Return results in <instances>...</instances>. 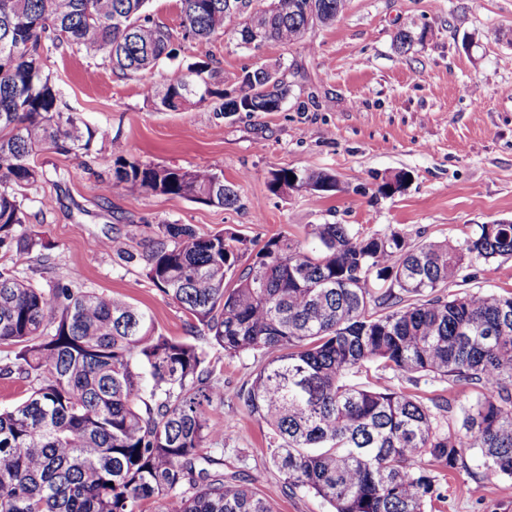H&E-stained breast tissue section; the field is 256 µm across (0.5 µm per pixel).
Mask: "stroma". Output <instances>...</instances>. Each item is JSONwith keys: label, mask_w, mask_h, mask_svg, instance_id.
<instances>
[{"label": "stroma", "mask_w": 512, "mask_h": 512, "mask_svg": "<svg viewBox=\"0 0 512 512\" xmlns=\"http://www.w3.org/2000/svg\"><path fill=\"white\" fill-rule=\"evenodd\" d=\"M401 29H423L427 37L404 54L394 42ZM199 56L227 88L244 69L277 66L290 89L281 111L225 112L214 98L171 112L146 98L145 80L162 82ZM45 69L63 102L106 137L88 157L52 150L37 156L43 180L16 193L46 247L21 261L0 250V267L43 288L72 281L124 298L169 336H188L183 311L141 264L93 249V239H116L139 254L158 225L189 224L205 234L246 237L259 248L281 233L303 240L312 225L346 224L363 234L395 231L414 246L512 221V0H349L336 26L313 27L303 42L253 50L229 28L220 39L181 50L148 79L115 73L83 52L54 53ZM119 155L212 168L235 185L239 201L216 207L115 193ZM303 167L334 175L337 190H269L271 171ZM400 170L410 175L405 189L379 195L383 177ZM475 273L448 293L512 291V259ZM210 359L215 380L231 389L213 418L221 433L212 453L223 457L225 472L242 473L275 512H331L314 494L286 492L269 463L265 423L232 394L253 380L260 354L230 357L214 348ZM465 461L454 472L437 471L443 496L427 512H512V478L485 477L474 455Z\"/></svg>", "instance_id": "obj_1"}]
</instances>
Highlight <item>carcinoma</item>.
<instances>
[{
  "mask_svg": "<svg viewBox=\"0 0 512 512\" xmlns=\"http://www.w3.org/2000/svg\"><path fill=\"white\" fill-rule=\"evenodd\" d=\"M149 0H0V248L19 259L46 248L12 186L43 177L45 150L88 156L100 130L61 105L44 59L60 48L99 54L123 74L178 56ZM178 0L181 40L204 44L240 19L241 44L291 46L330 27L347 0ZM423 40L400 30L401 52ZM145 94L179 111L215 97L226 112H278L288 87L246 70L222 89L207 61ZM298 175L297 183L288 174ZM333 191L324 171L279 169L270 190ZM112 191L151 192L218 207L238 202L223 175L119 156ZM310 240H268L242 262L245 240L160 224L140 256L112 247L178 304L205 344L159 332L153 316L107 293L57 282L37 288L0 269V345L17 348L5 375L36 385L0 411V512H273L269 498L208 454L224 404L207 348L256 351L263 364L234 396L269 428L270 461L290 493H312L334 512H425L441 497L427 458L454 470L476 451L486 475L512 477V291L444 293L473 264L512 257V223L478 224L463 239L406 244L396 233L362 236L314 224ZM448 382L426 404L403 392L351 383L361 370ZM465 400H459V397ZM460 405L457 423L439 415Z\"/></svg>",
  "mask_w": 512,
  "mask_h": 512,
  "instance_id": "carcinoma-1",
  "label": "carcinoma"
}]
</instances>
